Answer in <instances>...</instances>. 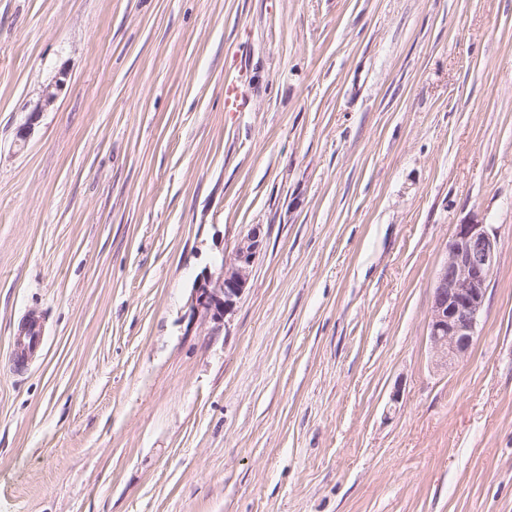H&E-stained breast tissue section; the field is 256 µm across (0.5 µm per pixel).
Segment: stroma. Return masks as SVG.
<instances>
[{"label":"stroma","instance_id":"stroma-1","mask_svg":"<svg viewBox=\"0 0 512 512\" xmlns=\"http://www.w3.org/2000/svg\"><path fill=\"white\" fill-rule=\"evenodd\" d=\"M476 221L500 264L440 369ZM0 512H512V0H0ZM66 77L65 72H60L55 81L43 90L41 103L32 111L27 122L19 130L20 141L25 142L31 134L33 125L39 117V112L45 111L55 103L59 93L66 87ZM244 75L238 74L231 80L224 82V110L225 112H241L245 105L243 96ZM490 226L478 222L457 225L436 273L428 339L438 365L448 367L464 358L477 336L499 258L497 233ZM261 246L260 231L253 228L241 238L228 260H223L213 272L198 278L193 287L194 310L212 320H225L237 299L248 288Z\"/></svg>","mask_w":512,"mask_h":512}]
</instances>
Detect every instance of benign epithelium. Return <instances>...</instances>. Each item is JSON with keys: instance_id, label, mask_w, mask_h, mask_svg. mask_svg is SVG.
Masks as SVG:
<instances>
[{"instance_id": "1", "label": "benign epithelium", "mask_w": 512, "mask_h": 512, "mask_svg": "<svg viewBox=\"0 0 512 512\" xmlns=\"http://www.w3.org/2000/svg\"><path fill=\"white\" fill-rule=\"evenodd\" d=\"M65 87L66 73L61 72L43 90L41 103L19 130V140H27L39 113L52 106ZM261 246L260 231L253 228L241 238L229 259L197 279L192 297L194 310L217 321L230 314L248 288ZM498 258L499 241L490 225H457L446 259L436 273L429 312L428 339L437 364L446 367L464 358L472 348Z\"/></svg>"}]
</instances>
